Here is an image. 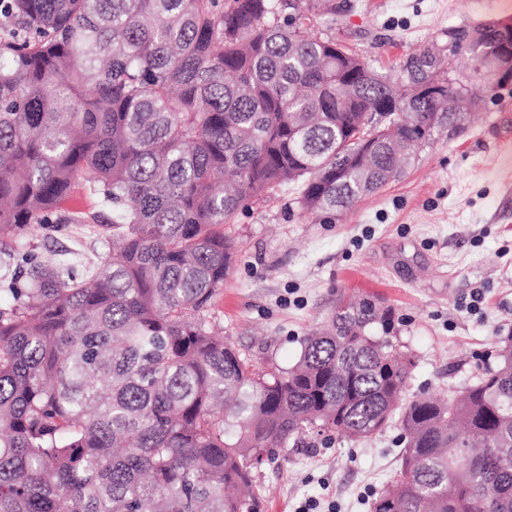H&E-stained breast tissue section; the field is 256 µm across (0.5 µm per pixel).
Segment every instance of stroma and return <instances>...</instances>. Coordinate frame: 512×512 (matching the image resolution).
Returning a JSON list of instances; mask_svg holds the SVG:
<instances>
[{"label": "stroma", "mask_w": 512, "mask_h": 512, "mask_svg": "<svg viewBox=\"0 0 512 512\" xmlns=\"http://www.w3.org/2000/svg\"><path fill=\"white\" fill-rule=\"evenodd\" d=\"M335 33L374 68L395 74L408 54L451 28L512 23V0H335ZM237 252L212 317L255 362L286 367L341 297L393 308L395 339L415 360L411 394L477 383L512 335V84L474 119L445 129L397 180L340 214H305L285 187L225 225ZM41 259L78 271L112 253L108 224H62L33 237ZM481 294L478 313L466 306ZM398 426L352 442L313 436L262 467L258 512H371L399 468Z\"/></svg>", "instance_id": "1"}]
</instances>
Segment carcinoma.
Instances as JSON below:
<instances>
[{"mask_svg": "<svg viewBox=\"0 0 512 512\" xmlns=\"http://www.w3.org/2000/svg\"><path fill=\"white\" fill-rule=\"evenodd\" d=\"M330 0H0V512H254L242 495L316 431L396 423L372 512H512V337L478 383L408 394L392 309L340 301L290 367H258L212 322L224 225L290 184L349 208L463 122L432 47L396 79L328 33ZM377 126L362 162L360 132ZM98 201L70 206L76 183ZM112 225L78 274L38 259L49 224Z\"/></svg>", "mask_w": 512, "mask_h": 512, "instance_id": "cac0c4a2", "label": "carcinoma"}]
</instances>
